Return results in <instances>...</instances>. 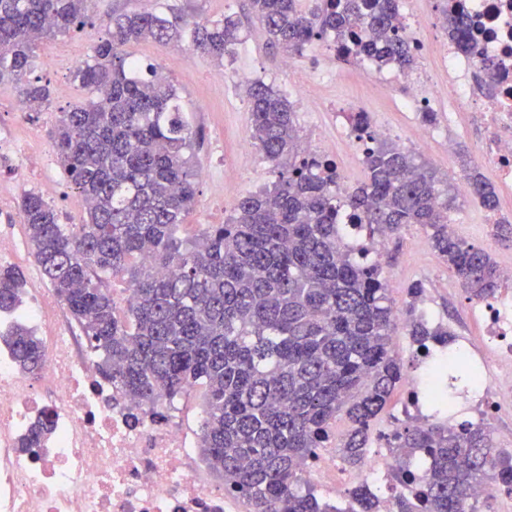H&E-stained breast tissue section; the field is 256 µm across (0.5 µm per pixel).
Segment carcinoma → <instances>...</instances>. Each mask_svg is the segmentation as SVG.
Listing matches in <instances>:
<instances>
[{
  "label": "carcinoma",
  "mask_w": 512,
  "mask_h": 512,
  "mask_svg": "<svg viewBox=\"0 0 512 512\" xmlns=\"http://www.w3.org/2000/svg\"><path fill=\"white\" fill-rule=\"evenodd\" d=\"M93 0H0V82L43 105L49 84L31 79L36 49L84 23ZM251 0L272 46L288 57L333 32L336 56L371 60L379 69H413L417 56L397 32L399 0ZM449 36L470 47L465 12L443 11ZM237 22H181L144 9L108 17L107 37L74 71L91 91L60 112L51 138L66 177L89 202L78 224L59 223L44 198L29 193L20 214L44 278L86 336L100 374L128 396L169 419L174 399L206 387L198 448L224 477V491L250 512H329L303 474L333 442L343 412L351 429L343 459L358 464L371 430L405 377L392 348L397 320L378 255L346 243L341 228L386 239L411 225L451 268L470 301L492 297L501 272L483 248L448 233V181L430 165L370 134L366 112L347 115L363 146L367 180L336 192V163L301 152L296 112L287 98L256 80L246 89L251 138L275 173L271 185L238 200L225 224H208L182 240L178 230L196 198L195 136L174 86L152 64L131 63L122 47L142 39L182 42L221 61L233 53ZM469 195L497 207L494 187L476 169ZM144 255L151 263L130 265ZM167 273L161 275L159 270ZM126 273L135 300L134 326L117 312L102 275ZM22 280L0 269V312L21 304ZM421 350L449 346L448 329L421 317L408 324ZM4 341L19 369L32 373L42 342L21 324ZM51 432L31 426L20 447ZM401 459L394 478L408 493L392 512H478L470 491L512 494V456L496 448L484 426L406 424L390 435ZM430 464L420 476L415 457ZM346 512H382L366 483L349 490Z\"/></svg>",
  "instance_id": "cac0c4a2"
}]
</instances>
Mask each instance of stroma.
I'll return each mask as SVG.
<instances>
[{
	"label": "stroma",
	"instance_id": "obj_1",
	"mask_svg": "<svg viewBox=\"0 0 512 512\" xmlns=\"http://www.w3.org/2000/svg\"><path fill=\"white\" fill-rule=\"evenodd\" d=\"M144 9L174 14L190 22L219 19L229 14L238 23L239 41L231 56L217 61L189 50L185 53L184 67L167 75L188 108L190 122L200 139L195 148V164L200 173L198 193L179 229L182 238H193L203 225L227 222L237 200L275 179L270 163L251 138L248 99L231 80L235 68L244 63L250 65L257 79L272 85L291 102L297 115L300 145H307L315 138L335 139L332 158L347 173L349 185H357L365 179L364 165L357 157L362 145L352 137L336 138L334 124L344 121L346 111L354 105L370 112L374 121H384L400 129L396 145L411 149L418 160L446 174L450 186H457L470 169L480 166L477 146L483 130L469 113L452 118L443 104H436L437 121L427 127L430 134L427 146L410 147L407 130L423 124L419 115L400 108L402 87L392 81L384 88H376L368 76L362 75L359 64L341 62L334 51L326 49L320 41L309 44L299 56L297 73L311 77L327 67L335 72L336 78L322 87L315 100L303 102L297 74H289L283 68L284 56L270 45L250 9L249 0H236L230 9L225 8L224 0H95L84 26L57 35L52 43L59 47L78 46L83 59H90L94 46L106 35L108 15ZM39 76L48 82L51 100L43 111L22 117L7 106L8 100L18 97L17 88L8 82L0 84V134L35 136L42 142H49V131L60 110L89 96L87 89L73 81L70 71L43 70ZM243 153L251 155V169L240 171L234 181L225 182L226 167ZM24 166L33 182L57 184L59 192L50 204L60 222L79 223L84 213L83 198L68 181L58 161L46 165L39 155L31 154ZM489 214L470 195L461 193L455 208L448 213V220L457 224L459 238L487 249L496 262L510 261L512 243L498 241L488 222ZM380 252L388 278V296L398 314H406L410 304L425 305L434 310L438 322L447 326L456 339L478 338L480 327L469 317V300L462 289L456 288V276L429 247L421 228L404 229L399 237L385 241ZM416 284L421 285L423 293L414 300L409 290Z\"/></svg>",
	"mask_w": 512,
	"mask_h": 512
}]
</instances>
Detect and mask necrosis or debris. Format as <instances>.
Here are the masks:
<instances>
[{"label": "necrosis or debris", "instance_id": "necrosis-or-debris-1", "mask_svg": "<svg viewBox=\"0 0 512 512\" xmlns=\"http://www.w3.org/2000/svg\"><path fill=\"white\" fill-rule=\"evenodd\" d=\"M472 19L470 50L449 39L437 47L448 85L412 80L402 99L410 112L430 108L447 91L451 112H476L488 135L479 147L483 165L512 187V0H448ZM490 62L491 91L473 86L482 62ZM55 299L36 288L25 317L44 346L34 374L16 368L0 340V512H241L238 498L202 479L195 440L180 424L154 421L147 408L97 377L96 366L65 322L47 327ZM470 312L483 327V352L461 346L478 367L479 383L464 396L467 409L496 416L512 402V289L478 302ZM52 432L39 447L19 441L41 416ZM305 479L342 499L349 483L330 450Z\"/></svg>", "mask_w": 512, "mask_h": 512}]
</instances>
